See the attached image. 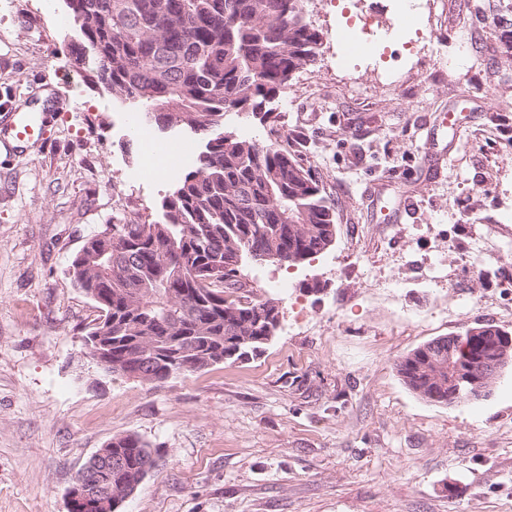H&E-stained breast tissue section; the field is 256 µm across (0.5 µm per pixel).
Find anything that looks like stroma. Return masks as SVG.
Segmentation results:
<instances>
[{"label":"stroma","mask_w":512,"mask_h":512,"mask_svg":"<svg viewBox=\"0 0 512 512\" xmlns=\"http://www.w3.org/2000/svg\"><path fill=\"white\" fill-rule=\"evenodd\" d=\"M479 2L440 0L429 43L393 28L388 0H308L315 63L265 116L224 126L310 167L336 240L298 267L243 261L281 306L264 354L151 384L86 357L98 311L69 268L103 225L159 220L174 181L146 175L133 110L70 66L63 0H0V104L45 115L40 139L0 147V512H69L78 471L127 434L159 466L118 512H512V367L454 406L396 368L477 324L512 332V62L477 18L501 0ZM358 11L393 28L401 85L363 65L337 77L336 32ZM456 109L457 140L442 123ZM130 179L132 200L105 187ZM271 275L288 294L262 287Z\"/></svg>","instance_id":"obj_1"}]
</instances>
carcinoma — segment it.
<instances>
[{"label":"carcinoma","mask_w":512,"mask_h":512,"mask_svg":"<svg viewBox=\"0 0 512 512\" xmlns=\"http://www.w3.org/2000/svg\"><path fill=\"white\" fill-rule=\"evenodd\" d=\"M75 40L70 65L160 133L200 143L192 168L161 203L162 220L106 224L69 268L99 309L85 341L104 369L164 383L209 365L261 353L272 342L273 299H256L241 254L302 265L335 240V213L319 180L274 143L240 140L224 114L262 110L296 72L315 63L318 32L300 0H64ZM486 324L462 337L455 360L477 365ZM422 345L397 364L404 383L437 403L448 383L431 377ZM122 462L112 491L140 485L154 460L137 436L114 437L98 459Z\"/></svg>","instance_id":"1"}]
</instances>
